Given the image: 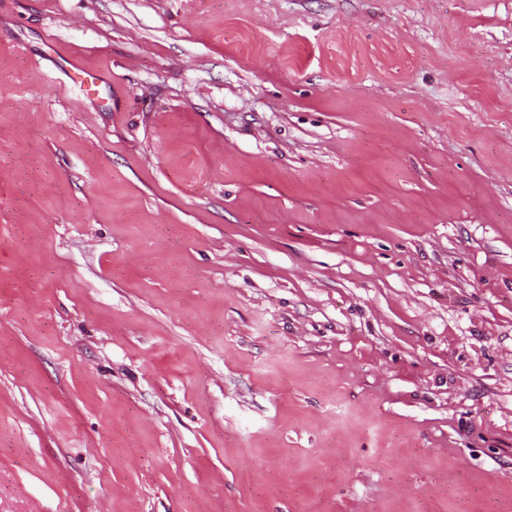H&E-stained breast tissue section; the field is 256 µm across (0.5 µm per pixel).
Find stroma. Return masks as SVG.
Wrapping results in <instances>:
<instances>
[{
    "mask_svg": "<svg viewBox=\"0 0 512 512\" xmlns=\"http://www.w3.org/2000/svg\"><path fill=\"white\" fill-rule=\"evenodd\" d=\"M0 512H512V0H0Z\"/></svg>",
    "mask_w": 512,
    "mask_h": 512,
    "instance_id": "35a3bbf8",
    "label": "stroma"
}]
</instances>
